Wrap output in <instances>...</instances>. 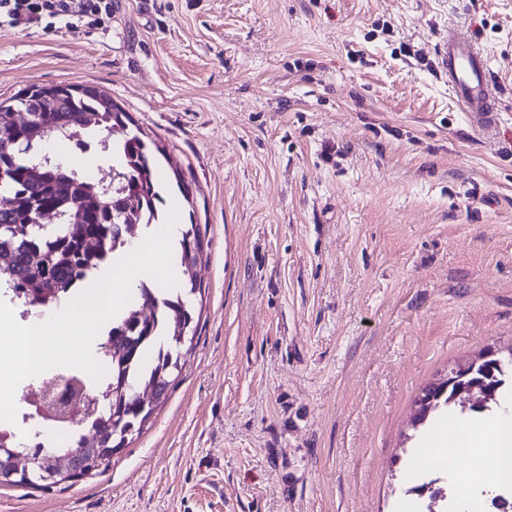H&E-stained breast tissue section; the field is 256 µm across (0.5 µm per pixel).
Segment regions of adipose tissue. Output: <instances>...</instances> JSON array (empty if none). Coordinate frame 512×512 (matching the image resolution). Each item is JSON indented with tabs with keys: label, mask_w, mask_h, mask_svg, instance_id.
<instances>
[{
	"label": "adipose tissue",
	"mask_w": 512,
	"mask_h": 512,
	"mask_svg": "<svg viewBox=\"0 0 512 512\" xmlns=\"http://www.w3.org/2000/svg\"><path fill=\"white\" fill-rule=\"evenodd\" d=\"M426 447L436 449L435 463L457 458L459 449H467L471 464L492 471L496 480H512V416L475 421L450 415L447 424L432 429Z\"/></svg>",
	"instance_id": "1"
}]
</instances>
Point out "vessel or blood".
<instances>
[{
    "instance_id": "b4317fda",
    "label": "vessel or blood",
    "mask_w": 512,
    "mask_h": 512,
    "mask_svg": "<svg viewBox=\"0 0 512 512\" xmlns=\"http://www.w3.org/2000/svg\"><path fill=\"white\" fill-rule=\"evenodd\" d=\"M436 65L463 109L479 124L494 123L497 90L487 57L469 39L452 34L440 43Z\"/></svg>"
}]
</instances>
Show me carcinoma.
Returning a JSON list of instances; mask_svg holds the SVG:
<instances>
[{
  "mask_svg": "<svg viewBox=\"0 0 512 512\" xmlns=\"http://www.w3.org/2000/svg\"><path fill=\"white\" fill-rule=\"evenodd\" d=\"M68 89L66 84H34L11 97L9 105L0 106V180L11 192L10 205L0 207V286L22 306L42 311L57 306L116 246L139 239L142 225L160 223L164 203L153 167L154 154L164 156L165 149L145 139L106 91L87 85L84 94H69ZM89 134L98 135L123 159L114 167L108 190L100 181L31 153L46 135L85 146ZM128 196L137 198V206L123 205ZM44 213L57 216L54 225L35 222ZM179 248L186 276L183 290L158 293L142 285L139 303L112 319V328L100 343L110 369L107 379L94 382L66 372L79 388H96V411L88 423L100 452L99 470L110 466L116 452L113 420L139 435L155 411L138 410L130 389L155 388L164 380L173 383L183 366L180 336L197 332L199 316L189 296L201 291L195 273L204 255L200 225L188 224ZM491 363L498 377L491 398L496 404L506 380L512 378V353ZM424 393L434 396L435 410L451 406L452 390L441 383L426 387ZM41 448L0 428V459L13 450L31 455Z\"/></svg>",
  "mask_w": 512,
  "mask_h": 512,
  "instance_id": "cac0c4a2",
  "label": "carcinoma"
}]
</instances>
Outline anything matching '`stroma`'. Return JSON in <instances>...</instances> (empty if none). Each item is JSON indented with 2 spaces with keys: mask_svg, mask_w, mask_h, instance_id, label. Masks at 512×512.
<instances>
[{
  "mask_svg": "<svg viewBox=\"0 0 512 512\" xmlns=\"http://www.w3.org/2000/svg\"><path fill=\"white\" fill-rule=\"evenodd\" d=\"M490 57L496 125L435 68ZM96 85L164 145L205 226L198 332L105 471L0 512H427L417 395L512 350V0H112L106 27L0 28V101Z\"/></svg>",
  "mask_w": 512,
  "mask_h": 512,
  "instance_id": "obj_1",
  "label": "stroma"
}]
</instances>
